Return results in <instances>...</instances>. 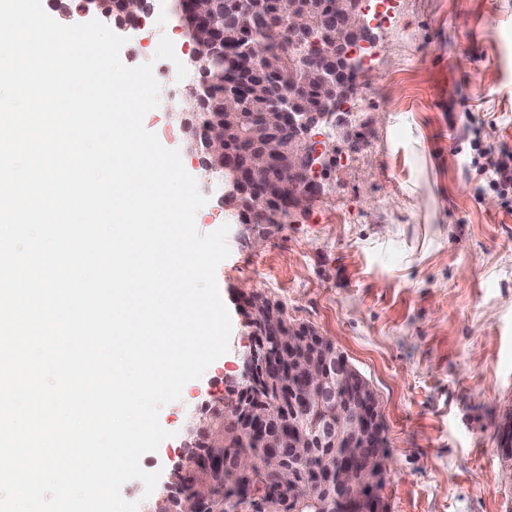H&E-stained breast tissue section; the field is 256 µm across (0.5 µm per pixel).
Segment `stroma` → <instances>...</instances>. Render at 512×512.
<instances>
[{
    "mask_svg": "<svg viewBox=\"0 0 512 512\" xmlns=\"http://www.w3.org/2000/svg\"><path fill=\"white\" fill-rule=\"evenodd\" d=\"M366 75L350 100L353 131L331 139L323 192L294 222L250 226L188 149L175 115V62L191 50L170 9L153 0L151 32L115 26L123 63L153 62L160 105L144 126L181 153L208 202L201 233L229 225L217 269L232 318L228 352L181 401L162 407L170 431L140 464L152 495L122 496L152 512L188 452L189 429L241 375L251 341L238 304L248 288L283 301L294 323L329 337L373 387L385 423L389 512H512V462L498 426L512 416V209L465 168L475 131L512 151V0H368ZM176 61L154 60L161 36Z\"/></svg>",
    "mask_w": 512,
    "mask_h": 512,
    "instance_id": "stroma-1",
    "label": "stroma"
}]
</instances>
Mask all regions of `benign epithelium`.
Masks as SVG:
<instances>
[{"label":"benign epithelium","instance_id":"benign-epithelium-1","mask_svg":"<svg viewBox=\"0 0 512 512\" xmlns=\"http://www.w3.org/2000/svg\"><path fill=\"white\" fill-rule=\"evenodd\" d=\"M102 2L79 0L78 8L130 25L139 23L149 10L148 0H116L120 7L111 10L102 7ZM213 3L214 0H184V5L195 18L189 63L197 80L187 87L184 97L192 105L211 91L210 69L203 59H209L216 67L226 61V35L224 30L211 23ZM330 7L336 18V26L332 28L312 26L308 16L293 7L289 8L283 20L280 55L290 62V67L281 69V83L285 87L296 82L305 87L320 86L323 93L319 97L295 104L285 90L272 98L265 114V124L247 133L255 145L249 159L240 166L226 156L224 128L211 127L202 135L193 131L190 151L198 157L204 169L212 170L213 160H221L224 175L216 177V180L224 186L226 205L234 206V200L246 193L263 197L271 179L281 189L287 188L291 180L300 185L297 196L284 203L267 196L268 214L276 223L286 224L296 213L307 209L319 195L321 183L316 180V174L327 167L329 138L333 136L331 130L343 126L342 115L348 111L351 90L364 72L361 42L369 36L364 0H331ZM261 44V37L253 32L239 35L233 41L234 57L258 61ZM257 294L262 296L264 292L243 290L239 296L247 322L255 317L253 302ZM270 323L277 333L278 347L295 350L299 342L295 332L287 335L281 331L287 326L285 315L272 310ZM268 349L267 337L255 336L242 354V376L250 374L264 361ZM312 376L318 390L317 403L331 409L326 422L312 434L321 439L334 431L336 437L344 440L350 448L379 447L385 427L376 397L349 364L339 361L337 354H328L323 366L312 370ZM225 409L234 410L236 416L256 427L263 420V412L255 414L243 404L227 405ZM382 472H387V463L374 455L368 464L359 467L338 463L329 465L323 480L336 484V490L343 493L354 491L352 499L360 512H383V501L371 500L365 494L368 487L378 483ZM170 502L173 512H205V506L199 500L180 493L171 496Z\"/></svg>","mask_w":512,"mask_h":512}]
</instances>
